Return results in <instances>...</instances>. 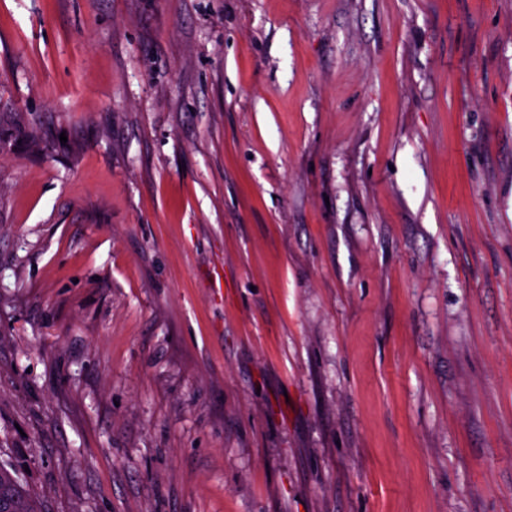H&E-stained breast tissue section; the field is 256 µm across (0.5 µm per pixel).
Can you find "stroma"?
<instances>
[{
    "instance_id": "stroma-1",
    "label": "stroma",
    "mask_w": 512,
    "mask_h": 512,
    "mask_svg": "<svg viewBox=\"0 0 512 512\" xmlns=\"http://www.w3.org/2000/svg\"><path fill=\"white\" fill-rule=\"evenodd\" d=\"M0 465L512 512V0H0Z\"/></svg>"
}]
</instances>
